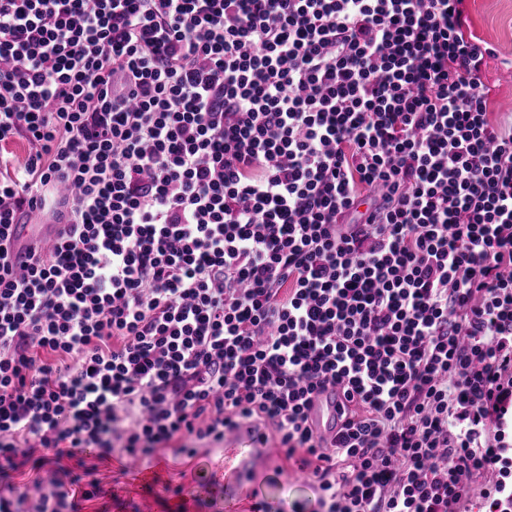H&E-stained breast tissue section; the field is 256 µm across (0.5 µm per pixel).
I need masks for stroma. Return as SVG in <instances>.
<instances>
[{
  "label": "stroma",
  "mask_w": 512,
  "mask_h": 512,
  "mask_svg": "<svg viewBox=\"0 0 512 512\" xmlns=\"http://www.w3.org/2000/svg\"><path fill=\"white\" fill-rule=\"evenodd\" d=\"M466 7L473 34L494 50L485 69L492 118L512 121V0H466ZM267 445L275 451L274 460L251 468L241 461L252 447L235 431L225 434L223 445H202L192 457L167 448L146 465L151 477L146 484L125 472L116 452L105 458L65 456L60 465L78 475L91 471L102 489L100 496L80 501L81 512H133L144 502L153 512H222L228 501L234 512H254L262 501L283 512L297 506L312 512L318 492L314 485L295 481L299 459H285L276 435H269Z\"/></svg>",
  "instance_id": "1"
}]
</instances>
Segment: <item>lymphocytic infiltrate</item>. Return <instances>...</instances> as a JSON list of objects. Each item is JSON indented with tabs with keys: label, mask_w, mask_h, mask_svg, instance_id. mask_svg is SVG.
Instances as JSON below:
<instances>
[{
	"label": "lymphocytic infiltrate",
	"mask_w": 512,
	"mask_h": 512,
	"mask_svg": "<svg viewBox=\"0 0 512 512\" xmlns=\"http://www.w3.org/2000/svg\"><path fill=\"white\" fill-rule=\"evenodd\" d=\"M492 53L464 0H0V461L191 457L263 421L315 512H466L482 477L512 512ZM98 492L52 475L0 512ZM40 226V227H32ZM60 224H14L13 251L15 254L25 252L34 242L49 243L56 238ZM339 391L329 388L315 400L312 418L320 435L329 438L337 423L336 397Z\"/></svg>",
	"instance_id": "f902f5d3"
}]
</instances>
